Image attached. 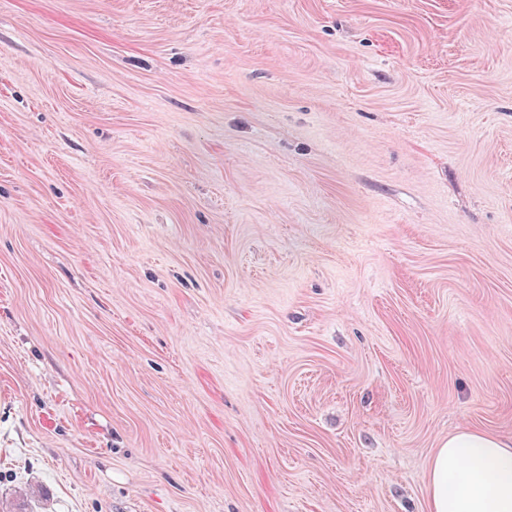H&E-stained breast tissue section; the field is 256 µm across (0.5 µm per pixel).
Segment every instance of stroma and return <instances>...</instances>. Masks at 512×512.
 I'll return each instance as SVG.
<instances>
[{
  "label": "stroma",
  "instance_id": "35a3bbf8",
  "mask_svg": "<svg viewBox=\"0 0 512 512\" xmlns=\"http://www.w3.org/2000/svg\"><path fill=\"white\" fill-rule=\"evenodd\" d=\"M512 436V0H0V512H426ZM427 512H512V437L469 429L435 448L426 473Z\"/></svg>",
  "mask_w": 512,
  "mask_h": 512
}]
</instances>
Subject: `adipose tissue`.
<instances>
[{
    "label": "adipose tissue",
    "instance_id": "1",
    "mask_svg": "<svg viewBox=\"0 0 512 512\" xmlns=\"http://www.w3.org/2000/svg\"><path fill=\"white\" fill-rule=\"evenodd\" d=\"M427 512H512V437L469 429L449 435L429 460Z\"/></svg>",
    "mask_w": 512,
    "mask_h": 512
}]
</instances>
